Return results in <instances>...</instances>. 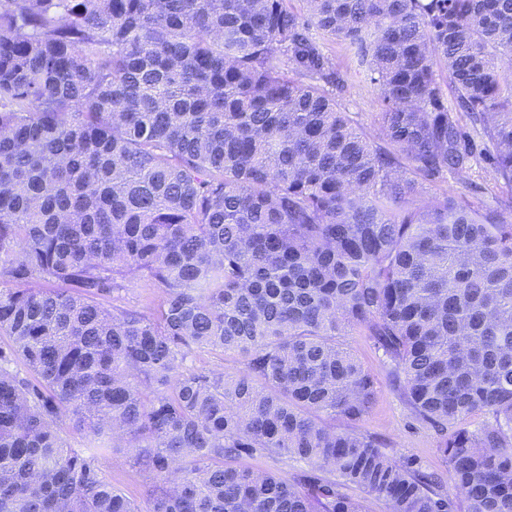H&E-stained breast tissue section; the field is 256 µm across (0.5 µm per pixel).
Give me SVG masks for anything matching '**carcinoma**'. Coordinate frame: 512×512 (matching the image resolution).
Listing matches in <instances>:
<instances>
[{
    "instance_id": "carcinoma-1",
    "label": "carcinoma",
    "mask_w": 512,
    "mask_h": 512,
    "mask_svg": "<svg viewBox=\"0 0 512 512\" xmlns=\"http://www.w3.org/2000/svg\"><path fill=\"white\" fill-rule=\"evenodd\" d=\"M302 2L0 0V512H512V224L417 200L472 168L461 112L512 185V0ZM130 280L158 299L104 305ZM354 334L455 498L355 428ZM123 450L144 510L101 470ZM317 37L324 53L331 58L336 69L346 80L345 91L337 97L341 110L347 112L361 128L372 131L379 108L367 73L357 66L339 41L321 34Z\"/></svg>"
}]
</instances>
